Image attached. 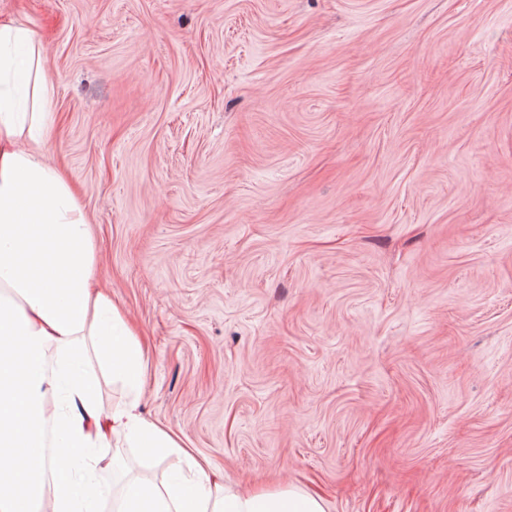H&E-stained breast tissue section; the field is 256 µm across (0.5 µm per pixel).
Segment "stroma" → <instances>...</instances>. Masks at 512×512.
I'll list each match as a JSON object with an SVG mask.
<instances>
[{
	"mask_svg": "<svg viewBox=\"0 0 512 512\" xmlns=\"http://www.w3.org/2000/svg\"><path fill=\"white\" fill-rule=\"evenodd\" d=\"M151 351L145 416L326 512H512V0H0ZM113 479L166 466L118 448Z\"/></svg>",
	"mask_w": 512,
	"mask_h": 512,
	"instance_id": "1",
	"label": "stroma"
}]
</instances>
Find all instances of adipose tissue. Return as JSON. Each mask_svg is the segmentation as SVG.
<instances>
[{
	"label": "adipose tissue",
	"mask_w": 512,
	"mask_h": 512,
	"mask_svg": "<svg viewBox=\"0 0 512 512\" xmlns=\"http://www.w3.org/2000/svg\"><path fill=\"white\" fill-rule=\"evenodd\" d=\"M44 51L33 29L0 16V512H76L96 497V475L116 469L101 454L114 444L175 460L164 482L128 484L116 512H325L291 485L243 493L212 479L142 416L149 353L97 289L92 223L45 159L55 127ZM92 356L127 392L108 412L81 371Z\"/></svg>",
	"instance_id": "adipose-tissue-1"
}]
</instances>
